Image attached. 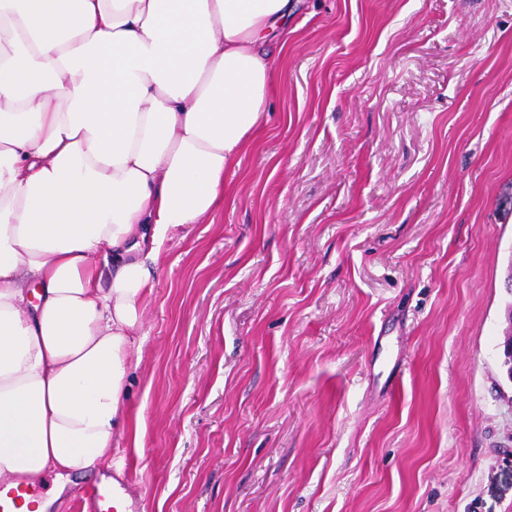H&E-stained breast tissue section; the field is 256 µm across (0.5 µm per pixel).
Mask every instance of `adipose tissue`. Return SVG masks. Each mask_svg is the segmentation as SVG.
I'll return each mask as SVG.
<instances>
[{"mask_svg": "<svg viewBox=\"0 0 512 512\" xmlns=\"http://www.w3.org/2000/svg\"><path fill=\"white\" fill-rule=\"evenodd\" d=\"M292 12L0 0V480L84 474L111 453L154 287L144 260L222 204Z\"/></svg>", "mask_w": 512, "mask_h": 512, "instance_id": "adipose-tissue-1", "label": "adipose tissue"}]
</instances>
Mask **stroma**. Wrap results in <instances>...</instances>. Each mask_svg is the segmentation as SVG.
<instances>
[{"mask_svg": "<svg viewBox=\"0 0 512 512\" xmlns=\"http://www.w3.org/2000/svg\"><path fill=\"white\" fill-rule=\"evenodd\" d=\"M224 202L150 270L132 512H512V0H297Z\"/></svg>", "mask_w": 512, "mask_h": 512, "instance_id": "1", "label": "stroma"}]
</instances>
